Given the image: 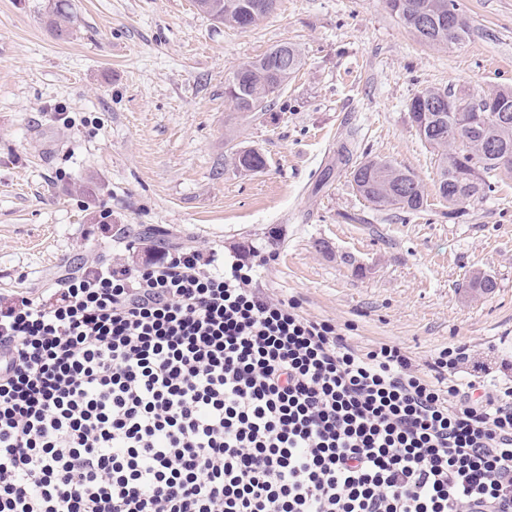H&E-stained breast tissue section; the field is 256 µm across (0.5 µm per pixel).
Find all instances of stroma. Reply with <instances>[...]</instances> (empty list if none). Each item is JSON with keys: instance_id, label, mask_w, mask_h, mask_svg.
<instances>
[{"instance_id": "obj_1", "label": "stroma", "mask_w": 512, "mask_h": 512, "mask_svg": "<svg viewBox=\"0 0 512 512\" xmlns=\"http://www.w3.org/2000/svg\"><path fill=\"white\" fill-rule=\"evenodd\" d=\"M54 3L0 0V294L38 291L80 253H123L101 221L143 224L228 258L275 251L255 286L356 342L400 343L420 364L457 341L512 354V178L449 218L407 109L427 86L512 87V0H458L469 30L447 46L384 0H277L246 31L194 0H69L66 38L46 25ZM282 43L300 70L240 118L225 78ZM348 137L354 160L412 171L424 212L365 202L337 161ZM235 148L265 168L238 172ZM477 271L493 293L466 292Z\"/></svg>"}]
</instances>
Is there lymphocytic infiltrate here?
Here are the masks:
<instances>
[{
	"mask_svg": "<svg viewBox=\"0 0 512 512\" xmlns=\"http://www.w3.org/2000/svg\"><path fill=\"white\" fill-rule=\"evenodd\" d=\"M244 258L151 247L0 296V512H512V386L358 345Z\"/></svg>",
	"mask_w": 512,
	"mask_h": 512,
	"instance_id": "f902f5d3",
	"label": "lymphocytic infiltrate"
}]
</instances>
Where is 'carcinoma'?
Listing matches in <instances>:
<instances>
[{
    "label": "carcinoma",
    "mask_w": 512,
    "mask_h": 512,
    "mask_svg": "<svg viewBox=\"0 0 512 512\" xmlns=\"http://www.w3.org/2000/svg\"><path fill=\"white\" fill-rule=\"evenodd\" d=\"M387 7L421 41L429 45L459 42L467 34V19L456 0H386ZM200 11L212 20L237 29H247L271 14L276 0H196ZM457 21V33L448 36V13ZM71 16L64 0H58L49 15V25L60 36L69 33ZM302 65L299 51L286 44L276 45L258 58L240 65L232 75L239 83L225 81L224 96L234 111L245 117L269 110L271 101L288 85ZM492 109L483 113L475 129L462 125L463 111L476 103L464 90L425 87L408 102V115L416 128L424 129L422 141L437 151L439 196L448 201V218H457L456 206L487 196L496 178L512 175V88L486 95ZM488 142L493 149L478 154L473 144ZM239 172H259L265 159L251 149L232 153ZM354 189L374 207L396 206L410 213L426 204L425 189L417 176L388 160L365 157L350 170ZM497 284L477 273L467 282L468 291L492 293Z\"/></svg>",
    "instance_id": "cac0c4a2"
}]
</instances>
